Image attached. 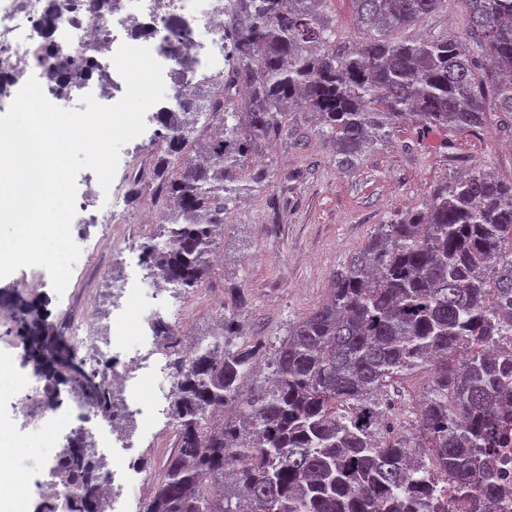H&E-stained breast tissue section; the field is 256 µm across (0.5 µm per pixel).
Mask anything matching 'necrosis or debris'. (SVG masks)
<instances>
[{"mask_svg":"<svg viewBox=\"0 0 512 512\" xmlns=\"http://www.w3.org/2000/svg\"><path fill=\"white\" fill-rule=\"evenodd\" d=\"M150 48L163 67L171 91L167 104L154 111H180L188 89L203 77L224 69V0H6L0 8V108H8L16 89L29 77L40 82L55 105L93 91L118 102L126 85L112 57L121 44ZM84 59L79 79L56 77V67ZM102 273L112 281V315L74 318L63 333L69 345L82 349V360L96 382L112 391V432H129L136 414L124 397L146 375L161 378L151 410L166 415L175 381L168 366L174 356L192 357L194 346L161 348L158 334L142 336L128 357H121L116 337L117 316L132 300L131 289L114 277L111 265ZM491 454L500 488L489 512H512V429Z\"/></svg>","mask_w":512,"mask_h":512,"instance_id":"necrosis-or-debris-1","label":"necrosis or debris"}]
</instances>
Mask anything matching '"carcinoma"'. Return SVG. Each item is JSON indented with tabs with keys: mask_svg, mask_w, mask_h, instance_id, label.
Wrapping results in <instances>:
<instances>
[{
	"mask_svg": "<svg viewBox=\"0 0 512 512\" xmlns=\"http://www.w3.org/2000/svg\"><path fill=\"white\" fill-rule=\"evenodd\" d=\"M331 0H233L226 39L239 112L219 113L196 153L183 120L164 123L153 166L165 198L159 233L144 242L157 273L189 295L211 276L228 203L253 165V146L312 116L337 167L351 168L403 121L473 132L486 101L512 121V0H457L466 36L397 41L447 0H348L368 37L336 40ZM241 293L224 301V333L171 364L174 450L142 512H448L442 475L468 509L493 499L497 469L483 449L512 426V180L483 166L439 183L422 203L376 225L332 269L325 301L288 327L273 351L238 344ZM269 376L254 379L258 356ZM429 373L414 403L415 433L384 429L380 398L395 377ZM98 462L76 429L60 453L62 500L41 512H98Z\"/></svg>",
	"mask_w": 512,
	"mask_h": 512,
	"instance_id": "1",
	"label": "carcinoma"
}]
</instances>
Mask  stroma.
<instances>
[{
  "mask_svg": "<svg viewBox=\"0 0 512 512\" xmlns=\"http://www.w3.org/2000/svg\"><path fill=\"white\" fill-rule=\"evenodd\" d=\"M464 13L456 0L447 11L394 32L397 40H417L464 33ZM256 167L271 171L263 188L244 187L229 204L224 241L211 277L201 292L203 303L184 322L182 332L192 338L212 335L218 302L229 289H240L245 300L244 334L259 332L266 341L286 336L289 322L320 304L328 273L362 248L375 225L385 224L421 204L434 186L477 163L488 162L503 178H512V124L489 112L486 128L478 132L453 129L426 133L416 123L395 129L383 144L362 154L355 166L341 170L334 151L315 134V123L300 118L290 134L260 142L254 151ZM155 208L150 190L141 189L130 212L133 219ZM75 224L71 234L81 253L63 294H56L49 275L37 286L24 282L23 268L0 279V294L12 293L43 311L48 324L74 315L104 313L111 285L99 269L112 256V244L125 243L122 258L129 273L134 300L117 327L124 350L138 343L144 320L167 317L170 302L155 296L136 270V257L145 234L133 225ZM20 312L0 316V361L22 380L21 391L0 389V427L8 432L10 447H0V467L17 470L19 491L30 512H37L44 489L43 467L57 458L82 411L70 400L69 384H61V404L55 421L25 420L19 405L22 393L35 386L33 365L24 361L18 342ZM428 376H402L383 393L386 414L405 430H413L411 400L426 387Z\"/></svg>",
  "mask_w": 512,
  "mask_h": 512,
  "instance_id": "stroma-1",
  "label": "stroma"
}]
</instances>
